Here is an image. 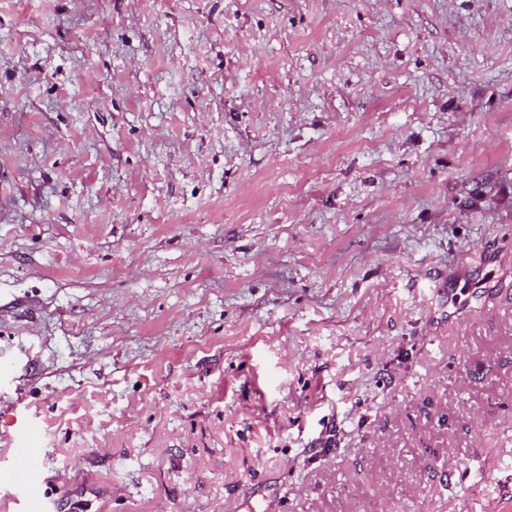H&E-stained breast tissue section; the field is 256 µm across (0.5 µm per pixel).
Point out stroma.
Segmentation results:
<instances>
[{"label": "stroma", "instance_id": "1", "mask_svg": "<svg viewBox=\"0 0 512 512\" xmlns=\"http://www.w3.org/2000/svg\"><path fill=\"white\" fill-rule=\"evenodd\" d=\"M7 471L512 512V0H0Z\"/></svg>", "mask_w": 512, "mask_h": 512}]
</instances>
